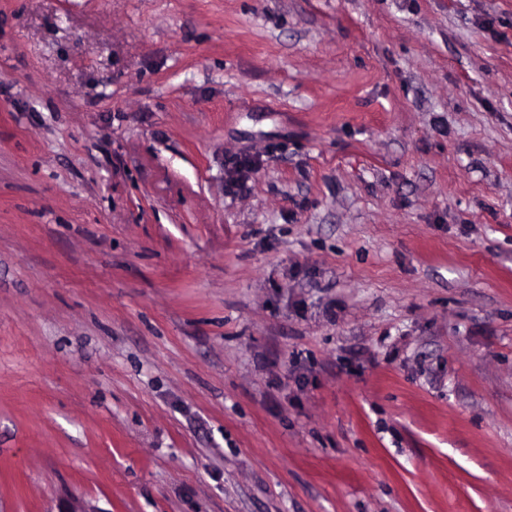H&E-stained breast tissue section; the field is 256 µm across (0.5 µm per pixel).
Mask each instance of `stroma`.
<instances>
[{
	"label": "stroma",
	"mask_w": 512,
	"mask_h": 512,
	"mask_svg": "<svg viewBox=\"0 0 512 512\" xmlns=\"http://www.w3.org/2000/svg\"><path fill=\"white\" fill-rule=\"evenodd\" d=\"M64 502L512 512V0H0V512Z\"/></svg>",
	"instance_id": "35a3bbf8"
}]
</instances>
